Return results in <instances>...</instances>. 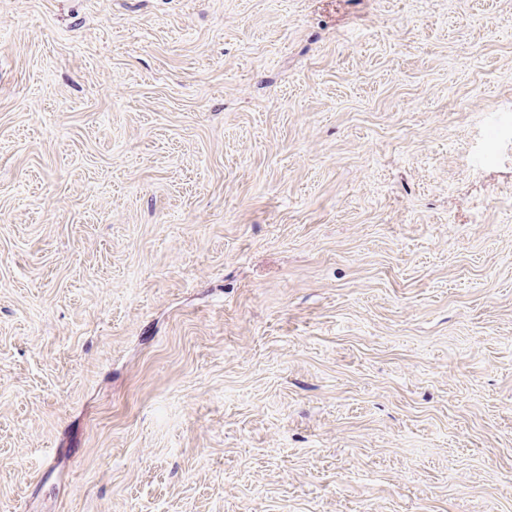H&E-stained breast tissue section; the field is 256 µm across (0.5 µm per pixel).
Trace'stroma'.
Segmentation results:
<instances>
[{
    "mask_svg": "<svg viewBox=\"0 0 512 512\" xmlns=\"http://www.w3.org/2000/svg\"><path fill=\"white\" fill-rule=\"evenodd\" d=\"M512 0H0V512H512ZM508 139L512 141V117L509 116L506 122L500 123L487 129L485 137V151L478 157L480 164H490L496 160V150L499 143Z\"/></svg>",
    "mask_w": 512,
    "mask_h": 512,
    "instance_id": "35a3bbf8",
    "label": "stroma"
}]
</instances>
